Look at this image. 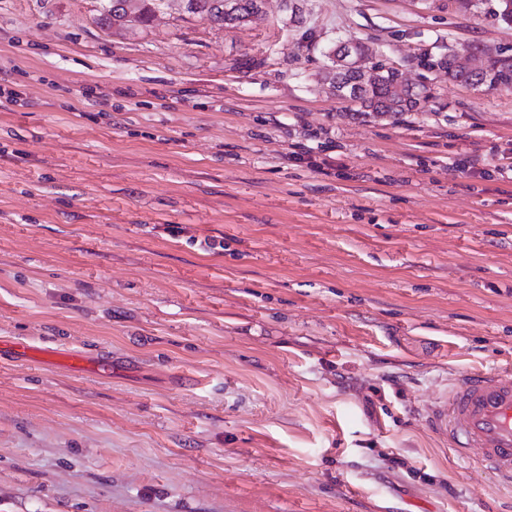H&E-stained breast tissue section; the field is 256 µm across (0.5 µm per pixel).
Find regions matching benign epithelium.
Instances as JSON below:
<instances>
[{
    "instance_id": "1",
    "label": "benign epithelium",
    "mask_w": 512,
    "mask_h": 512,
    "mask_svg": "<svg viewBox=\"0 0 512 512\" xmlns=\"http://www.w3.org/2000/svg\"><path fill=\"white\" fill-rule=\"evenodd\" d=\"M331 58L336 62L334 72L343 69L355 71L358 82L367 84L373 82L382 74L390 75L392 79V93L401 99V106L411 112H416L424 105L420 97L406 95V90L413 89V83L406 78L405 71L400 65H389L377 58V55L369 51L363 56L356 57L352 54L347 42L342 41L330 52ZM488 55L473 47L464 53L455 55L453 65L459 70L470 73H480L485 70Z\"/></svg>"
}]
</instances>
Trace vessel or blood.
Wrapping results in <instances>:
<instances>
[{
  "instance_id": "vessel-or-blood-1",
  "label": "vessel or blood",
  "mask_w": 512,
  "mask_h": 512,
  "mask_svg": "<svg viewBox=\"0 0 512 512\" xmlns=\"http://www.w3.org/2000/svg\"><path fill=\"white\" fill-rule=\"evenodd\" d=\"M427 424L459 454L477 452L484 471L512 484V375L463 376L437 399Z\"/></svg>"
}]
</instances>
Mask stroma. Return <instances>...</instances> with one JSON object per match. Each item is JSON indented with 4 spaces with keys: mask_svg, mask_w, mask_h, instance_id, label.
I'll list each match as a JSON object with an SVG mask.
<instances>
[{
    "mask_svg": "<svg viewBox=\"0 0 512 512\" xmlns=\"http://www.w3.org/2000/svg\"><path fill=\"white\" fill-rule=\"evenodd\" d=\"M306 2L115 34L100 0H0V512H512L423 418L512 373V89L418 64L512 55V22ZM340 39L428 105L347 117L319 81Z\"/></svg>",
    "mask_w": 512,
    "mask_h": 512,
    "instance_id": "obj_1",
    "label": "stroma"
}]
</instances>
